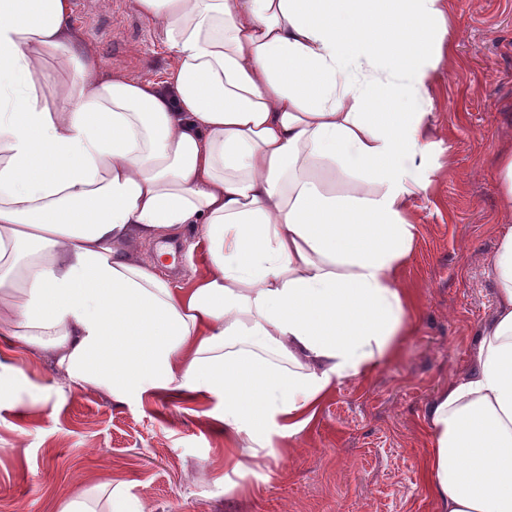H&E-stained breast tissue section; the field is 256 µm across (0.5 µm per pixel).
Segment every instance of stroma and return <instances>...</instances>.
Returning a JSON list of instances; mask_svg holds the SVG:
<instances>
[{"label":"stroma","instance_id":"stroma-1","mask_svg":"<svg viewBox=\"0 0 512 512\" xmlns=\"http://www.w3.org/2000/svg\"><path fill=\"white\" fill-rule=\"evenodd\" d=\"M447 3L457 36L431 90L447 136L416 199L419 237L402 271L416 311L399 356L340 385L277 457L258 448L228 459L223 428L199 407L69 388L47 357L0 338V354L26 375L0 393V512H59L86 490L104 512H436L421 474L425 415L469 371L496 312L487 270L506 216L494 162L512 144V0ZM74 5L105 70L162 78L170 58L132 0Z\"/></svg>","mask_w":512,"mask_h":512}]
</instances>
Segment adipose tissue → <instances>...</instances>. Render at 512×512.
I'll list each match as a JSON object with an SVG mask.
<instances>
[{
    "label": "adipose tissue",
    "instance_id": "1",
    "mask_svg": "<svg viewBox=\"0 0 512 512\" xmlns=\"http://www.w3.org/2000/svg\"><path fill=\"white\" fill-rule=\"evenodd\" d=\"M132 2L160 80L102 74L73 0H0V336L72 387L204 405L225 455L273 452L412 330L447 3ZM188 229L204 270L175 287L145 247ZM491 273L471 369L425 417L437 512H512V224Z\"/></svg>",
    "mask_w": 512,
    "mask_h": 512
}]
</instances>
